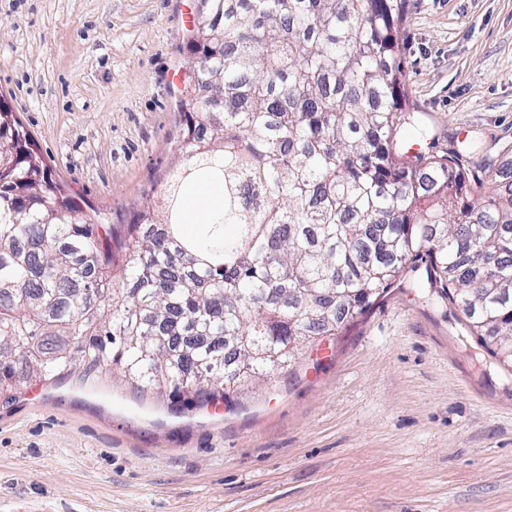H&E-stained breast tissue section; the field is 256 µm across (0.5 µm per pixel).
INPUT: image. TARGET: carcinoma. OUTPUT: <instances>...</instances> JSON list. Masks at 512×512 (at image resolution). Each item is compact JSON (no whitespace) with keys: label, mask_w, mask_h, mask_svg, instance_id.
Masks as SVG:
<instances>
[{"label":"carcinoma","mask_w":512,"mask_h":512,"mask_svg":"<svg viewBox=\"0 0 512 512\" xmlns=\"http://www.w3.org/2000/svg\"><path fill=\"white\" fill-rule=\"evenodd\" d=\"M403 4L208 0L221 38L189 35L183 167L116 241L98 211L71 216L28 131L0 112V397L82 365L101 384L117 369L143 394L227 403L409 269L512 364V146L494 169L454 147L400 155ZM197 180L224 189L203 240L184 224Z\"/></svg>","instance_id":"carcinoma-1"}]
</instances>
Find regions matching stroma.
Returning a JSON list of instances; mask_svg holds the SVG:
<instances>
[{
  "label": "stroma",
  "mask_w": 512,
  "mask_h": 512,
  "mask_svg": "<svg viewBox=\"0 0 512 512\" xmlns=\"http://www.w3.org/2000/svg\"><path fill=\"white\" fill-rule=\"evenodd\" d=\"M181 0H0V99L115 233L183 163ZM404 98L439 149L512 143V0H405ZM0 512H512V367L410 273L216 414L81 374L0 402Z\"/></svg>",
  "instance_id": "obj_1"
}]
</instances>
